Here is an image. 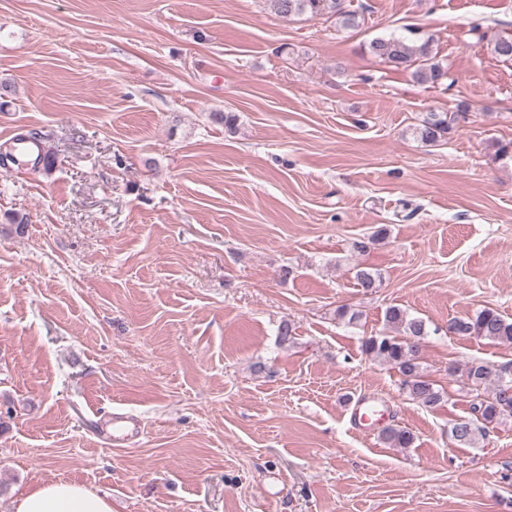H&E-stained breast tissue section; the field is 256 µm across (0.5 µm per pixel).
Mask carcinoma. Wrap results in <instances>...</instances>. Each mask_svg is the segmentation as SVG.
<instances>
[{
  "mask_svg": "<svg viewBox=\"0 0 512 512\" xmlns=\"http://www.w3.org/2000/svg\"><path fill=\"white\" fill-rule=\"evenodd\" d=\"M271 9L288 18L310 15L332 18L342 29H357L363 19L349 10L339 0H268ZM431 36L420 34L417 29L409 35L379 36L371 39L364 49L386 63L395 71L408 72L416 81L441 85L448 79V66L437 59ZM491 52L505 60H512V36H497L488 42ZM470 111L469 104L462 102L456 111L429 112L415 128V135L427 145L444 139L454 128L459 117ZM382 333L369 336L363 341L364 352L373 360L388 363L403 376L402 385L412 400L420 406L433 409L441 405L442 392L420 367L422 340L427 336L425 321L406 310L392 306L384 316ZM448 331L457 336H474L501 343H512V322L493 309H482L472 315L455 318L448 324ZM464 376L474 386L493 387L492 395L473 406L474 417L457 420L451 429L454 440L474 445L483 436L485 428L478 421L491 424L503 417L512 416V369L496 368L483 362L466 365ZM381 440L393 448H408L413 444V434L402 427L383 430Z\"/></svg>",
  "mask_w": 512,
  "mask_h": 512,
  "instance_id": "obj_1",
  "label": "carcinoma"
}]
</instances>
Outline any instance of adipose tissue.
Segmentation results:
<instances>
[{"instance_id":"obj_1","label":"adipose tissue","mask_w":512,"mask_h":512,"mask_svg":"<svg viewBox=\"0 0 512 512\" xmlns=\"http://www.w3.org/2000/svg\"><path fill=\"white\" fill-rule=\"evenodd\" d=\"M15 512H112V503L83 484L55 480L21 495Z\"/></svg>"}]
</instances>
